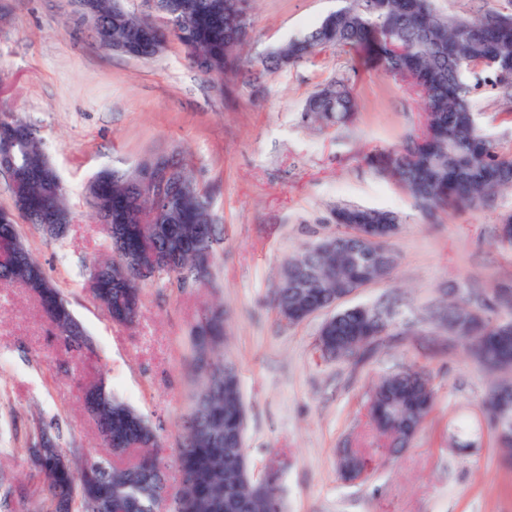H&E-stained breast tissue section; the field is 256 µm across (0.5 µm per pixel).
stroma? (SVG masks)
I'll list each match as a JSON object with an SVG mask.
<instances>
[{
    "label": "stroma",
    "instance_id": "35a3bbf8",
    "mask_svg": "<svg viewBox=\"0 0 512 512\" xmlns=\"http://www.w3.org/2000/svg\"><path fill=\"white\" fill-rule=\"evenodd\" d=\"M340 5L251 0L254 38L240 72L207 79L174 41L151 59L102 49L71 0H0V111L37 129L73 213L57 240L30 224L18 229L91 343L67 352L30 291L0 287V469L14 484H31L30 465L8 449L37 422L59 432L74 463L101 455L82 409L83 385L94 378L160 426L159 454L178 489L174 461L196 387L190 329L204 305L220 303L224 348L240 371L248 460L280 485L285 512H512V470L481 408L492 378L436 319L451 289L512 288V248L496 237L501 216L512 213V192L423 222L408 193L367 161L417 135L422 99L370 60L355 64L328 47L261 84L249 79L253 57L304 35ZM342 76L357 98L353 121H303L306 98ZM471 99L486 133L512 150V97L489 79ZM159 151L181 152L200 182L219 186L224 254L205 285L145 282L139 321L119 325L89 290L87 266L107 242L86 186L102 168L134 166ZM339 203L403 218L391 274L346 301L395 312L394 326L361 362L317 351L323 315L289 327L270 304L283 260L332 231ZM408 366L428 371L435 387L424 429L398 452L369 441V480L345 482L339 458L348 438L368 431L369 387ZM463 420L471 438L455 436Z\"/></svg>",
    "mask_w": 512,
    "mask_h": 512
}]
</instances>
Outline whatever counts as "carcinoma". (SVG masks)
Segmentation results:
<instances>
[{"label":"carcinoma","mask_w":512,"mask_h":512,"mask_svg":"<svg viewBox=\"0 0 512 512\" xmlns=\"http://www.w3.org/2000/svg\"><path fill=\"white\" fill-rule=\"evenodd\" d=\"M86 2L93 6L90 14L99 44L130 46L147 58L161 53L174 40L206 77L236 73L243 46L236 35L242 27L252 26L248 0H161L162 13L153 20L125 10L120 0ZM500 19L498 14L482 16L484 35L477 38L469 30L471 17L443 14L433 0H344L340 9L328 14L306 36L267 51L256 64L261 67L260 74H274L333 47L373 59L385 72L408 77L424 87L428 122L424 137L419 141L410 137L398 146L377 150L367 160L395 176L422 216L432 221L447 208L477 210L500 192L512 190V179L500 177L501 172L512 171V152L502 151L481 129L471 105L469 82V76L485 71L498 83H512L500 72L501 61L512 59V26L503 28ZM394 44L404 46L405 53H393ZM356 111L352 86L342 77L315 91L302 115L332 127L348 122ZM13 135L18 137L16 178L11 184L13 207L0 209V238L12 239L23 248L16 217L29 224H69L72 214L66 205L65 185L48 160L37 130L1 114L0 144ZM169 162L178 169L180 182L164 205L140 193L147 161L133 170L107 167L87 191L99 221L109 217L115 223L135 225L137 213L147 210L153 223L168 227L169 239L174 242L194 239L199 227L207 228L199 239L198 255L182 256L172 266L159 265L150 275L182 288L206 280L209 271L202 265L200 254L212 258L222 254L224 236L213 224L214 188L199 183L181 161L171 157ZM339 210L367 213L373 221L395 215L390 210L339 203L331 209V217ZM294 260V268H312L317 279L299 297L273 295V307L281 318L287 309L329 300L350 270L340 233L321 252L306 250ZM103 263L110 267L115 260L109 257L90 263L92 289L108 297L104 311L114 322L135 323L141 311V288L133 289L134 302L127 304L124 295L112 288V280L95 278L97 267ZM37 269V276L31 277L0 265V285L19 284L32 291L64 347L81 349L88 337L65 336L73 314L62 313L57 306L68 302L56 287L52 288L54 302L47 301L42 288L49 279L42 266ZM467 293L468 289H460L459 298L448 303L439 319L486 368L503 374L483 402L496 432L503 417L512 412V359L500 354L493 342L494 321L478 323L469 318ZM338 315L336 323L318 330V350L323 353L330 347L338 358H367L375 340L361 331L357 307L340 310ZM223 340V311L204 308L192 328L199 385L183 422L184 436L177 455L181 488L170 498L169 512H186L188 507L191 512H224V497L229 495L243 499L247 512H283L280 487L250 470L241 471L238 460L224 453V429L235 426L243 401L240 374L236 363L224 353ZM94 392L101 393V414L110 425L107 436L101 420L95 419L98 437L115 460L90 457L78 469L55 468L42 448L48 434L39 429L34 441L21 452L42 478L43 488L21 497L18 512H98L103 505L111 506V512L153 509L166 485L163 466L154 452L158 443L155 428L103 382L87 384L84 397ZM434 396L432 379L423 370L410 368L380 377L367 394V402H375L368 416L369 435L385 448H403L422 429ZM339 470L348 482L365 474L367 461L361 445L340 458Z\"/></svg>","instance_id":"cac0c4a2"}]
</instances>
